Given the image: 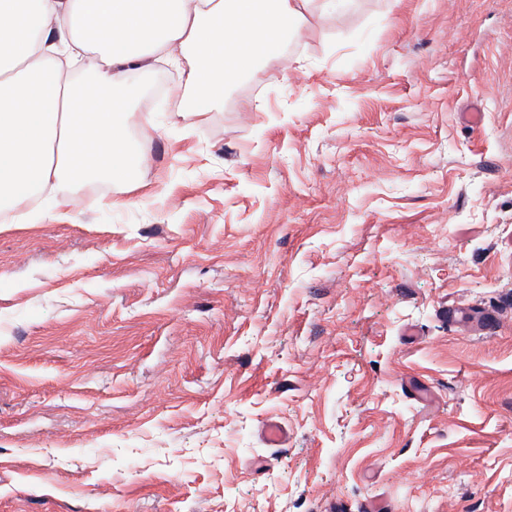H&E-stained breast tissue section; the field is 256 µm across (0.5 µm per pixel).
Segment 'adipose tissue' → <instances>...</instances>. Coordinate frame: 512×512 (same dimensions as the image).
<instances>
[{
	"label": "adipose tissue",
	"mask_w": 512,
	"mask_h": 512,
	"mask_svg": "<svg viewBox=\"0 0 512 512\" xmlns=\"http://www.w3.org/2000/svg\"><path fill=\"white\" fill-rule=\"evenodd\" d=\"M310 2L0 0V210L26 224L48 218L71 186L126 178L143 154L113 87L167 53L195 91L176 115L201 123L229 83L279 54ZM76 65L107 96L80 91ZM31 199L36 214L17 212Z\"/></svg>",
	"instance_id": "adipose-tissue-1"
}]
</instances>
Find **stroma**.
<instances>
[{
	"mask_svg": "<svg viewBox=\"0 0 512 512\" xmlns=\"http://www.w3.org/2000/svg\"><path fill=\"white\" fill-rule=\"evenodd\" d=\"M162 79L126 183L0 223V512H512V0L312 9L199 125Z\"/></svg>",
	"mask_w": 512,
	"mask_h": 512,
	"instance_id": "1",
	"label": "stroma"
}]
</instances>
